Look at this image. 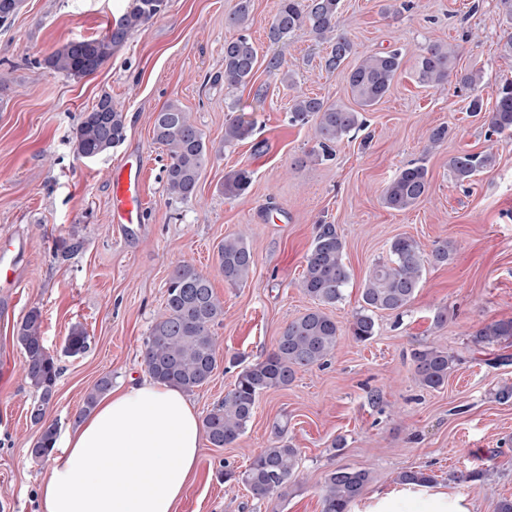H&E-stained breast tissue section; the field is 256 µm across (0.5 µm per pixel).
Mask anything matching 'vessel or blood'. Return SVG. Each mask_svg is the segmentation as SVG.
Wrapping results in <instances>:
<instances>
[{
    "mask_svg": "<svg viewBox=\"0 0 512 512\" xmlns=\"http://www.w3.org/2000/svg\"><path fill=\"white\" fill-rule=\"evenodd\" d=\"M143 164L127 163L111 173V221L133 231L142 224L146 209L143 190ZM26 245L24 237L12 233L0 235V282L8 288L23 285L19 256Z\"/></svg>",
    "mask_w": 512,
    "mask_h": 512,
    "instance_id": "obj_1",
    "label": "vessel or blood"
}]
</instances>
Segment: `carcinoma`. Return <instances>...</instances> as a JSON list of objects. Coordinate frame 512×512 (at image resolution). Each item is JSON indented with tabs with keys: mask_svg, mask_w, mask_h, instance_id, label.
<instances>
[{
	"mask_svg": "<svg viewBox=\"0 0 512 512\" xmlns=\"http://www.w3.org/2000/svg\"><path fill=\"white\" fill-rule=\"evenodd\" d=\"M341 0H280L269 27L268 38L280 42L295 31L307 29L329 44L325 67L339 69L350 57H357L347 73L353 100L363 109L378 104L403 66L398 50L358 54L354 43L337 32L336 21ZM168 0H131L107 32L94 39L69 40L43 56L39 64L66 77H85L95 73L112 58L114 49L149 20L161 14ZM23 0H0V26L7 25L19 13ZM457 51L443 43L427 46L417 59L420 82L440 85L448 82L456 68ZM258 63V49L250 37L240 34L224 42V87L237 89L248 85ZM293 125L313 124L315 146L308 152L313 162L335 157L338 142L366 127L362 113L330 103L323 98L297 94L288 108ZM489 128L496 134H512V82L503 84L494 108L488 114ZM253 124L244 116L229 119L224 125V145L247 139ZM154 140L166 147L169 163L165 168L168 193L189 201L208 160L209 147L202 132L188 119V114L175 102L161 108L153 125ZM125 139L123 112L102 96L91 111L84 113L74 135V152L84 160H95L118 147ZM495 162L489 152H464L451 157L448 167L454 179L468 183ZM251 172L239 169L224 179V196L243 195L250 187ZM427 168L410 163L398 171L382 192L383 204L395 211L407 210L428 194ZM344 243L333 224H320L306 256L301 288L317 306L294 318L284 328L275 348L260 362L244 368L234 387L206 414L203 427L210 443L222 448L234 443L251 421L259 396L271 389L290 384L299 369L320 366L335 350L339 336L336 320L322 307L344 299V287L350 272L344 263ZM453 255L447 242L433 246L424 254L421 246L409 237L393 239L389 257L377 262L369 272L360 294V308L350 326L352 337L367 342L375 335L378 312H400L407 308L420 288L425 265H445ZM218 266L224 282L238 286L247 281L255 265L254 255L242 237H226L217 251ZM224 320V303L214 293L208 276L190 264H180L166 283V303L161 317L152 325L144 341L143 358L149 375L156 382L192 391L207 384L220 360L215 327ZM41 312L31 309L17 328L16 340L24 354L23 374L38 399L30 415L41 425V434L30 454L46 460L58 437L54 423H44V408L51 401L60 375L57 358L45 345ZM512 338V318L487 323L472 336L476 346H490ZM89 348V336L74 329L66 338L65 352L71 356ZM415 378L418 383L436 389L448 379V373L459 357L444 349L429 347L413 353ZM112 388V376L99 379L84 398L79 416L88 415L99 398ZM299 452L288 440L278 437L254 456L248 467L231 472L228 477L247 487L259 499H271L281 493L296 473ZM369 481L363 470L346 467L331 471L321 497V512H348Z\"/></svg>",
	"mask_w": 512,
	"mask_h": 512,
	"instance_id": "carcinoma-1",
	"label": "carcinoma"
}]
</instances>
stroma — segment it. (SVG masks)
<instances>
[{
  "mask_svg": "<svg viewBox=\"0 0 512 512\" xmlns=\"http://www.w3.org/2000/svg\"><path fill=\"white\" fill-rule=\"evenodd\" d=\"M129 3L24 0L0 28V234L18 231L28 241L26 286L13 301L0 297V512H40L38 489L50 467L29 454L40 433L30 420L36 396L15 340L31 308L40 309L45 345L61 367L45 419L63 434L76 426L100 377L111 375L116 387L148 379L143 340L163 311L174 267L193 265L224 303L219 366L208 385L188 395L203 416L245 366L273 350L290 320L312 308L300 280L323 222L341 235L351 274L343 300L329 309L340 327L336 350L326 366L298 371L287 387L260 395L234 444L203 442L198 475L178 512H321L324 478L338 467L367 471L370 493L396 484L402 472L422 470L468 494L474 512H493L498 499L512 498V400L495 397L501 385H512V364L495 363L512 355V345L471 341L484 324L512 318V136L469 116V88L454 80L422 85L415 68L428 44L457 47V69L483 71L478 93L492 107L499 87L512 81V55L503 50L512 22L499 0H411V9L398 14L383 13L384 0H341L338 30L358 52L398 48L404 61L390 92L366 112V129L338 143L334 160L322 164L308 160L314 129L289 124V103L305 93L353 107L347 71L326 69L329 45L308 31L270 43L278 0L250 2L246 33L259 54L244 88L213 81L224 69L225 40L239 33L227 23L238 0H168L87 77L37 65L68 40L102 36ZM275 55L294 84L268 71ZM105 94L126 117V137L103 158L78 159L73 131ZM172 101L212 148L188 202L168 195L169 158L153 137L156 113ZM235 112L254 129L228 146L224 124ZM443 123L447 140L429 147L431 128ZM479 151L494 154L493 166L457 183L449 158ZM135 157L145 165L146 212L141 232L128 237L108 221L110 173ZM417 160L428 170L427 197L403 212L386 208L383 188ZM244 167L252 173L248 193L225 198V176ZM230 235L243 236L255 258L247 282L236 288L225 285L217 261ZM398 236L426 250L450 241L455 256L427 266L409 307L378 314L373 339L357 342L349 326L364 281ZM66 241L77 250L62 254ZM441 311L448 319L439 325L434 317ZM76 326L90 346L71 357L63 347ZM431 346L463 357L437 389L419 385L411 357ZM280 435L300 455L281 497L259 500L225 480L226 470H244ZM482 468L485 480L467 481Z\"/></svg>",
  "mask_w": 512,
  "mask_h": 512,
  "instance_id": "stroma-1",
  "label": "stroma"
}]
</instances>
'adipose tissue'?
Wrapping results in <instances>:
<instances>
[{
  "label": "adipose tissue",
  "mask_w": 512,
  "mask_h": 512,
  "mask_svg": "<svg viewBox=\"0 0 512 512\" xmlns=\"http://www.w3.org/2000/svg\"><path fill=\"white\" fill-rule=\"evenodd\" d=\"M202 435L180 389L148 380L112 389L52 456L42 512H177ZM350 512H474V503L461 491L400 482L356 500Z\"/></svg>",
  "instance_id": "ef3b65f1"
}]
</instances>
